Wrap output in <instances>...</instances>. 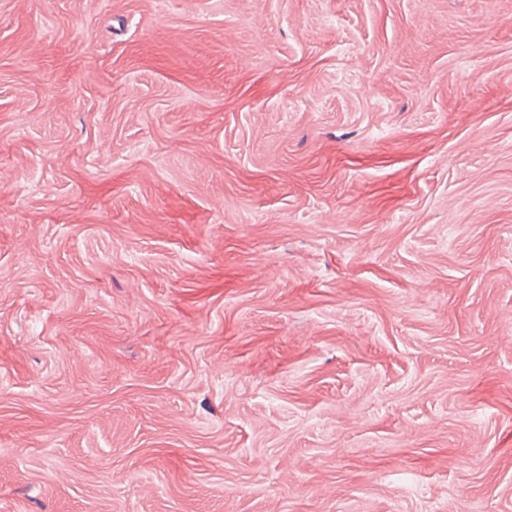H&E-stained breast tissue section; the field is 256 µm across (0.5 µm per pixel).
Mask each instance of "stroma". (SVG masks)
<instances>
[{
    "mask_svg": "<svg viewBox=\"0 0 512 512\" xmlns=\"http://www.w3.org/2000/svg\"><path fill=\"white\" fill-rule=\"evenodd\" d=\"M0 512H512V0H0Z\"/></svg>",
    "mask_w": 512,
    "mask_h": 512,
    "instance_id": "1",
    "label": "stroma"
}]
</instances>
